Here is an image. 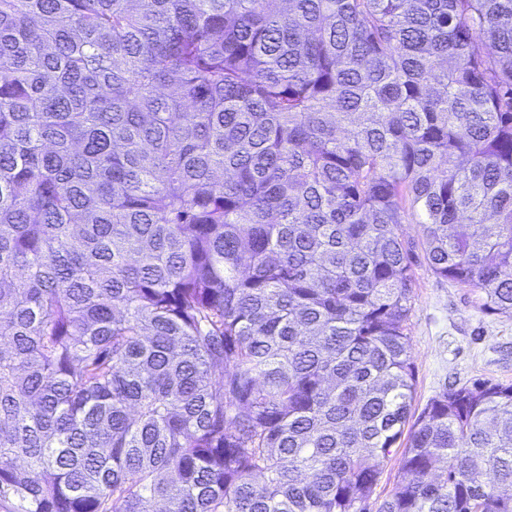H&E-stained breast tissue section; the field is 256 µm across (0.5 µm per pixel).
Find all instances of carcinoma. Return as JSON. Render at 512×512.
<instances>
[{"instance_id":"1","label":"carcinoma","mask_w":512,"mask_h":512,"mask_svg":"<svg viewBox=\"0 0 512 512\" xmlns=\"http://www.w3.org/2000/svg\"><path fill=\"white\" fill-rule=\"evenodd\" d=\"M512 317V0H0L12 512H512V384L411 414L412 247ZM398 446L399 445L397 443L396 448H393L390 460L387 464L385 463L382 468L377 485L375 487L374 495L370 500V512H376L380 503L390 497L398 479L401 476V471L399 469L403 446L400 448H398Z\"/></svg>"}]
</instances>
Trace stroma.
Returning <instances> with one entry per match:
<instances>
[{
  "mask_svg": "<svg viewBox=\"0 0 512 512\" xmlns=\"http://www.w3.org/2000/svg\"><path fill=\"white\" fill-rule=\"evenodd\" d=\"M408 322L414 411L448 384L512 383V318L482 310L473 289L438 278L416 250Z\"/></svg>",
  "mask_w": 512,
  "mask_h": 512,
  "instance_id": "stroma-1",
  "label": "stroma"
}]
</instances>
